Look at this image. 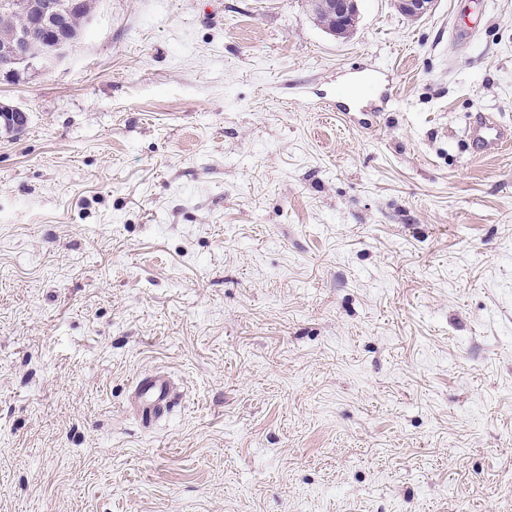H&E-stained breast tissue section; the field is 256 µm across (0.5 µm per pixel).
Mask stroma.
Segmentation results:
<instances>
[{
	"label": "stroma",
	"instance_id": "35a3bbf8",
	"mask_svg": "<svg viewBox=\"0 0 512 512\" xmlns=\"http://www.w3.org/2000/svg\"><path fill=\"white\" fill-rule=\"evenodd\" d=\"M311 4L96 0L0 82V512H512V0ZM319 3L324 10L339 18L345 26H354L357 23V16L352 12V0H320ZM362 96L369 101L372 113L376 114L384 109L388 101V88L379 82L369 81L361 87ZM472 157L499 154L512 144V127L500 122L493 114L477 112L464 133ZM129 404L145 427L170 416L181 404L182 396L174 380L155 371L135 379Z\"/></svg>",
	"mask_w": 512,
	"mask_h": 512
}]
</instances>
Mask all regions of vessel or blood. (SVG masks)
Here are the masks:
<instances>
[{
	"instance_id": "vessel-or-blood-1",
	"label": "vessel or blood",
	"mask_w": 512,
	"mask_h": 512,
	"mask_svg": "<svg viewBox=\"0 0 512 512\" xmlns=\"http://www.w3.org/2000/svg\"><path fill=\"white\" fill-rule=\"evenodd\" d=\"M464 137L472 157L495 155L512 146V127L493 114L479 112L471 118ZM181 400L174 380L161 371L141 375L131 385L129 404L147 427L170 416Z\"/></svg>"
}]
</instances>
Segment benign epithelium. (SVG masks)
<instances>
[{"mask_svg": "<svg viewBox=\"0 0 512 512\" xmlns=\"http://www.w3.org/2000/svg\"><path fill=\"white\" fill-rule=\"evenodd\" d=\"M320 4L324 10L339 18L341 23H357L353 0H320ZM432 4L433 0H400L405 12L413 17L425 15ZM78 5L77 0L68 6L57 0H5L1 3L0 9L6 14L13 10L28 12L32 25L26 33L14 39L10 52L0 57V79H14L24 69L46 71L61 61L74 44L68 35L66 14ZM46 28L55 33L54 47L50 51L41 48L40 31Z\"/></svg>", "mask_w": 512, "mask_h": 512, "instance_id": "7a95c632", "label": "benign epithelium"}]
</instances>
